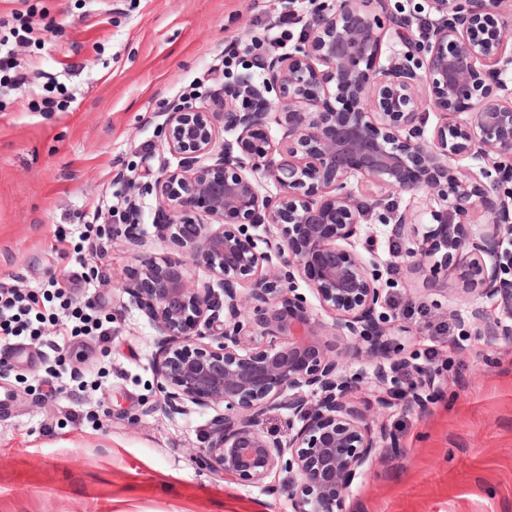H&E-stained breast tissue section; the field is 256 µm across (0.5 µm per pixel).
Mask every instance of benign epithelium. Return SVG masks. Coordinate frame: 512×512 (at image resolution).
I'll return each instance as SVG.
<instances>
[{"label": "benign epithelium", "mask_w": 512, "mask_h": 512, "mask_svg": "<svg viewBox=\"0 0 512 512\" xmlns=\"http://www.w3.org/2000/svg\"><path fill=\"white\" fill-rule=\"evenodd\" d=\"M508 6L422 0L412 14L391 16L395 42L383 64L380 23L360 0H309L303 14L288 0L299 38L288 52L255 57L261 79L243 73L199 104H169L165 148L177 166L164 157L154 181L132 185L123 217L127 235L140 234L138 197L155 193L157 234L183 257L146 262L126 292L160 335L155 371L165 410L224 406L199 449L208 468L258 485L285 469L293 512H346L369 460L399 449L374 409L425 405L435 373L420 370L410 384L395 375L401 347L380 311L382 273L358 250L372 214L400 235L407 217L384 196L358 200L352 183L425 196L429 223L400 256L434 291L438 271L465 270L463 292L512 316L499 252L512 236V88L502 79L512 69V25L500 20ZM415 23L425 27L419 39ZM222 131L235 138L218 146ZM264 178L276 193H262ZM478 216L486 223L465 233ZM260 226L264 234L249 233ZM190 263L212 280L190 286ZM299 279L349 339L345 352L330 354ZM249 302L262 337L251 348L242 320ZM368 358L369 380L346 373L345 360ZM273 407L301 422L286 443L260 431Z\"/></svg>", "instance_id": "benign-epithelium-1"}]
</instances>
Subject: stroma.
<instances>
[{"mask_svg":"<svg viewBox=\"0 0 512 512\" xmlns=\"http://www.w3.org/2000/svg\"><path fill=\"white\" fill-rule=\"evenodd\" d=\"M283 0H0V35L29 15L16 45L31 81L0 93V285L55 309L52 282L110 331L52 352L0 342V512H292L291 476L263 486L227 480L197 450L217 409L170 415L157 389L158 333L125 286L146 260L179 256L157 235L159 203L143 195L141 240L114 212L131 182L156 174L163 112L205 99L270 42ZM68 103L40 108L41 74ZM96 214L90 240L80 215ZM385 282L383 312L403 327V358L436 373L426 408L379 409L401 453L377 455L354 480L348 512H512V342L492 339L493 300L431 291L401 262L407 239L370 220ZM68 249H61L60 238Z\"/></svg>","mask_w":512,"mask_h":512,"instance_id":"1","label":"stroma"}]
</instances>
